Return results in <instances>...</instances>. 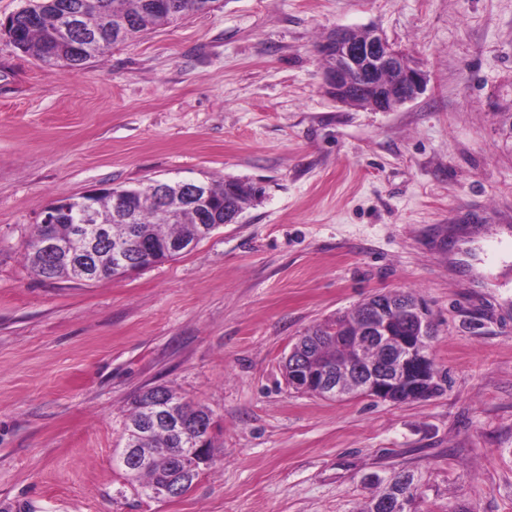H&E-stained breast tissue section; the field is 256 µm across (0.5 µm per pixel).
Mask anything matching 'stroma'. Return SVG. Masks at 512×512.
<instances>
[{
    "instance_id": "1",
    "label": "stroma",
    "mask_w": 512,
    "mask_h": 512,
    "mask_svg": "<svg viewBox=\"0 0 512 512\" xmlns=\"http://www.w3.org/2000/svg\"><path fill=\"white\" fill-rule=\"evenodd\" d=\"M377 28L427 74L391 112L325 91L317 47ZM261 183L193 251L121 279H38L50 199L152 180ZM512 228V0H217L70 74L0 35V512H362L409 470L410 512H512V260L451 230ZM434 319L442 394L294 393L298 336L388 291ZM208 407L189 492L113 463L133 395ZM236 182L230 181L231 185L229 186V191L236 196L244 197L245 201L239 202V206H235L233 212L230 213L228 217L225 218V224H234L238 221L240 215L242 214L245 206L252 201L262 197L263 189L261 186L253 183L252 187L241 184L240 180L232 179ZM239 182V183H237ZM374 486L376 488L375 494L370 499L367 510L364 512H380L379 503L383 497L400 495L411 504L418 490L414 483V475L403 470L393 471L390 477H384L381 480L377 477Z\"/></svg>"
}]
</instances>
